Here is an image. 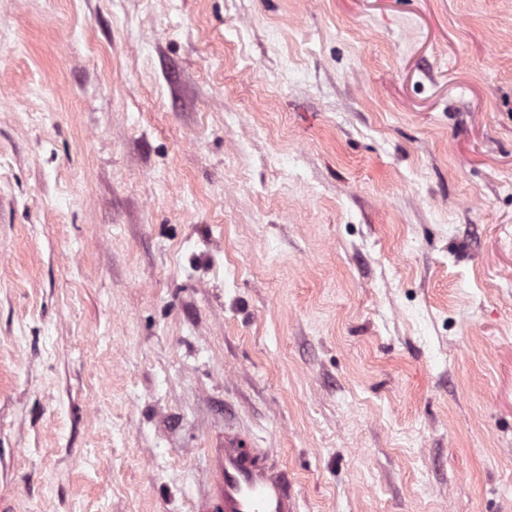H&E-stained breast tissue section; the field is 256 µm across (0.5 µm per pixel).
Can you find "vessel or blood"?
<instances>
[{
  "label": "vessel or blood",
  "instance_id": "vessel-or-blood-1",
  "mask_svg": "<svg viewBox=\"0 0 512 512\" xmlns=\"http://www.w3.org/2000/svg\"><path fill=\"white\" fill-rule=\"evenodd\" d=\"M214 484L221 512H299L287 472L234 433L224 435L223 462L214 472Z\"/></svg>",
  "mask_w": 512,
  "mask_h": 512
}]
</instances>
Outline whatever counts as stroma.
I'll use <instances>...</instances> for the list:
<instances>
[{"label":"stroma","instance_id":"1","mask_svg":"<svg viewBox=\"0 0 512 512\" xmlns=\"http://www.w3.org/2000/svg\"><path fill=\"white\" fill-rule=\"evenodd\" d=\"M512 512V0H0V512ZM221 512H298L287 472L247 448L235 433H224L223 463L214 471Z\"/></svg>","mask_w":512,"mask_h":512}]
</instances>
